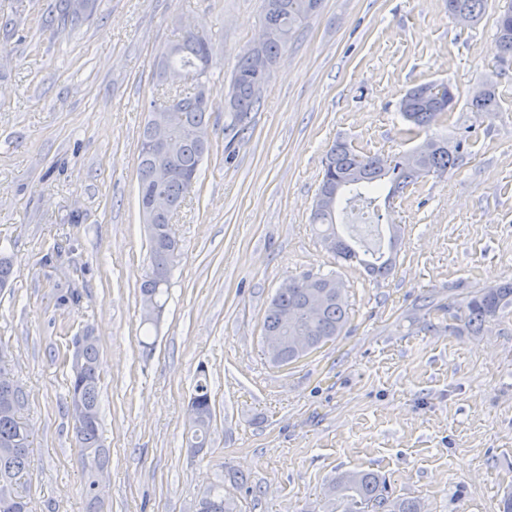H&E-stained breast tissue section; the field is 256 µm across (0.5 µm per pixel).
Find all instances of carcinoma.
I'll use <instances>...</instances> for the list:
<instances>
[{"label": "carcinoma", "instance_id": "obj_1", "mask_svg": "<svg viewBox=\"0 0 512 512\" xmlns=\"http://www.w3.org/2000/svg\"><path fill=\"white\" fill-rule=\"evenodd\" d=\"M488 0H448V13L465 12L476 20L485 11ZM321 0H264V20L276 31L264 42L261 53L270 64H275L282 50L302 25L317 11ZM495 47L502 55L512 54V0L500 11L497 20ZM212 39L190 30L182 40L165 47L161 52L156 76L163 80L164 70L170 68L191 74L203 58H213ZM268 79L257 74L249 56L241 55L231 79V92L225 100L227 122L224 130L241 134L249 128L251 113L258 110L261 94ZM448 93L440 86L424 83L410 88L399 104L403 119L410 125L409 132L419 134L430 128L448 112ZM175 123L171 137L176 151L166 154L153 144L150 123L139 133L137 176L142 211H147L151 195L162 193L170 203V211H180L198 179L200 166L211 150L209 134L210 98L198 87L186 94L172 97ZM470 105L477 111L492 114L498 102L492 85H486L482 97L473 98ZM418 153L416 165L410 166L405 156L393 165L376 156L357 152L345 141H338L327 150L322 179L310 223L320 226L319 235L325 250L339 262H356L369 274L383 277L395 262L401 238L400 226H392L389 252L358 250L352 239L341 236L336 229V213L345 212L356 199L376 207L380 197L390 199L422 176H442L458 167L465 156L464 142L450 141L446 136L426 138L414 148ZM171 167L177 176L167 181L156 177L162 168ZM150 271L140 287L143 304V322L155 324L164 310V296L168 294L171 273L178 256L179 245L171 233L170 218L157 216L150 225ZM13 276L12 258L0 251V288L9 285ZM293 287L278 290L268 306L263 320V335L283 337L278 355L270 357L277 366H288L319 349L341 335L348 322V312L342 300V283L334 272L307 271L291 278ZM512 308V282H502L473 292L463 303L461 313L472 334H479L485 326ZM305 339L298 346L294 337ZM80 357L78 365L71 366L68 406H81L84 416L74 418L76 438L81 448V463L85 492L95 499L98 474L109 463V453L101 437L99 402V349L97 340L88 331L77 341ZM27 401L20 390L8 397L0 396V512H30L29 501L22 478L30 466L31 428L22 420L21 410ZM190 408L192 434L189 447L202 448L207 443L213 419L211 387L207 370L199 368ZM327 496L348 504V512H422L417 500H399L393 497L390 486L377 474L351 471L342 474L327 489ZM197 512H233L224 500L220 486L213 487L198 500Z\"/></svg>", "mask_w": 512, "mask_h": 512}]
</instances>
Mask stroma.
Here are the masks:
<instances>
[{
	"label": "stroma",
	"mask_w": 512,
	"mask_h": 512,
	"mask_svg": "<svg viewBox=\"0 0 512 512\" xmlns=\"http://www.w3.org/2000/svg\"><path fill=\"white\" fill-rule=\"evenodd\" d=\"M506 0L458 24L448 0H322L273 67L258 111L224 152V99L257 39L262 0H90L76 27L54 0H0V362L32 428L31 512H88L68 408L73 342L93 331L110 464L99 512H195L216 483L235 512H343L349 470L385 476L425 512H499L512 491V312L477 335L439 308L512 279V55L495 49ZM210 34L212 151L171 226L181 247L165 312L142 322L149 270L138 132L165 45ZM457 103L430 131L464 137L462 167L419 178L361 234L402 229L383 279L338 264L310 214L328 148L394 157L419 141L399 112L422 83ZM493 83L484 117L472 88ZM335 270L349 321L299 362L270 364L263 318L288 278ZM209 372L206 448H188L198 366ZM245 482L225 478V470Z\"/></svg>",
	"instance_id": "obj_1"
}]
</instances>
